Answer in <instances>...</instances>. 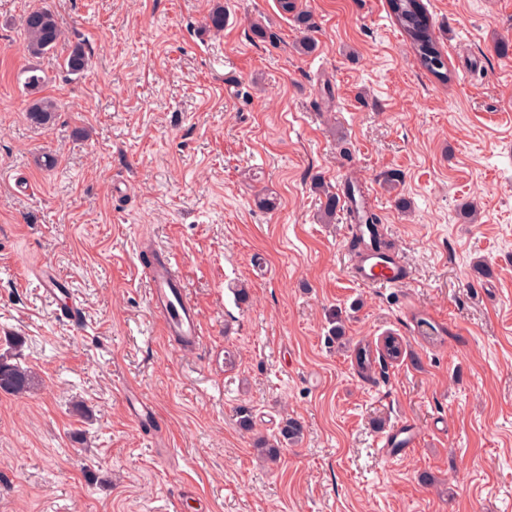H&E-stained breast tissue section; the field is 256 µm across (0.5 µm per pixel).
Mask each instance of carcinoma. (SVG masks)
Listing matches in <instances>:
<instances>
[{"mask_svg": "<svg viewBox=\"0 0 512 512\" xmlns=\"http://www.w3.org/2000/svg\"><path fill=\"white\" fill-rule=\"evenodd\" d=\"M389 5L421 66L438 79L448 80L444 56L432 31V25L428 23L422 0H389ZM279 7L287 14H294L298 26L304 32L296 44V50L301 54L312 52L315 49V40L310 37V32L317 28L312 16L297 10L296 0H279ZM24 34L29 56L38 58L54 48L62 32L54 12L47 7H41L31 10L26 15ZM87 65L88 57L79 47L72 52L65 63L67 72L71 74L82 73ZM23 75V85L31 92L41 89L46 82V77L33 66L24 70ZM27 112L33 123L45 125L53 119L56 106L52 100L39 97L32 100ZM316 189L325 197L321 220L329 223L336 216L340 198L321 184L316 185ZM346 221L349 224H366L371 228L382 223L381 217L372 210L361 214L349 207L346 208ZM32 384L33 376L30 370L0 358L1 391L12 395H23L31 389ZM302 434L303 425L300 421L291 418L285 421L280 430V437L285 443L298 441Z\"/></svg>", "mask_w": 512, "mask_h": 512, "instance_id": "carcinoma-1", "label": "carcinoma"}]
</instances>
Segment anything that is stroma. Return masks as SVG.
Wrapping results in <instances>:
<instances>
[{"instance_id":"1","label":"stroma","mask_w":512,"mask_h":512,"mask_svg":"<svg viewBox=\"0 0 512 512\" xmlns=\"http://www.w3.org/2000/svg\"><path fill=\"white\" fill-rule=\"evenodd\" d=\"M423 2L445 82L388 0H297L318 25L307 55L277 0H0V357L34 374L0 391V512H512V54L495 51L512 0ZM42 6L62 37L34 59L23 19ZM33 65L59 105L45 125L18 80ZM318 179L363 187L404 284L353 280ZM147 244L175 256L201 347L150 312ZM43 267L77 320L55 315ZM289 417L302 442L264 462L257 438ZM406 422L417 438L387 462L380 439ZM124 399L128 407L131 419L140 427H150L155 421V412L144 397L133 392L124 393Z\"/></svg>"}]
</instances>
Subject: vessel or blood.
Listing matches in <instances>:
<instances>
[{
  "label": "vessel or blood",
  "mask_w": 512,
  "mask_h": 512,
  "mask_svg": "<svg viewBox=\"0 0 512 512\" xmlns=\"http://www.w3.org/2000/svg\"><path fill=\"white\" fill-rule=\"evenodd\" d=\"M353 278L365 286L394 288L408 278L403 259L393 253L380 256L373 249H364L351 266ZM148 304L163 328L164 335L187 341L189 347H196L202 336V326L196 308L190 304L184 293L179 277L172 267V256L161 250L151 265L148 276ZM124 399L132 420L141 427L152 425L155 412L144 397L125 393Z\"/></svg>",
  "instance_id": "1"
}]
</instances>
